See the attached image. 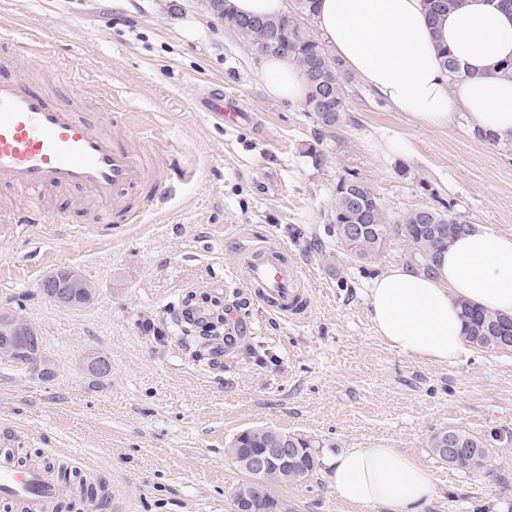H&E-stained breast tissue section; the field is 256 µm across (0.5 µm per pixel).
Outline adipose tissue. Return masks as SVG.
Returning a JSON list of instances; mask_svg holds the SVG:
<instances>
[{"label":"adipose tissue","instance_id":"1","mask_svg":"<svg viewBox=\"0 0 512 512\" xmlns=\"http://www.w3.org/2000/svg\"><path fill=\"white\" fill-rule=\"evenodd\" d=\"M319 31L347 69L423 127L447 126L461 108L472 129L512 143V81L494 74L512 60V13L490 0H461L430 25L422 0H319ZM444 44L463 77L450 82L437 54ZM267 94L307 93L299 66L265 57ZM512 315V236L474 225L443 252L433 273L390 268L370 289L371 320L398 352L436 362L467 352L463 302ZM337 498L383 512H421L434 491L429 471L394 448H348L329 462Z\"/></svg>","mask_w":512,"mask_h":512}]
</instances>
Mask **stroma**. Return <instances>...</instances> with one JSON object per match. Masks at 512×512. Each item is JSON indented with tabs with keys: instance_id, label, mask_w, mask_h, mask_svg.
<instances>
[{
	"instance_id": "obj_1",
	"label": "stroma",
	"mask_w": 512,
	"mask_h": 512,
	"mask_svg": "<svg viewBox=\"0 0 512 512\" xmlns=\"http://www.w3.org/2000/svg\"><path fill=\"white\" fill-rule=\"evenodd\" d=\"M1 29L43 42L37 56L0 45L1 75L53 83L60 104L77 96L87 112L111 103L119 126L142 133L182 179L131 224L93 223L72 190L53 200L66 225L0 223V311L25 317L42 345L36 366L0 356V450L22 464L67 457L95 474L92 512H233L245 475L227 447L268 427L310 436L321 461L275 487L288 512H367L337 499L325 463L379 445L431 472L424 512H512V351L473 345L447 364L391 349L371 321L369 288L412 266L410 250L394 240L363 264L333 229L336 185L352 174L390 216L445 206L512 235L511 145L476 138L461 119L416 125L346 69L340 119L315 135L302 103L266 95L261 56L203 0H0ZM217 89L248 122L217 127L195 108ZM384 134L412 153H374ZM258 243L297 264L307 318L273 315L235 280L241 250ZM62 268L93 285L86 305L44 294ZM189 307L237 313L223 344L186 340ZM95 358L110 363L107 375L90 372ZM452 426L486 439L482 467L433 454L430 435Z\"/></svg>"
}]
</instances>
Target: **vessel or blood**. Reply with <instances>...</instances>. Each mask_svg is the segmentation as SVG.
<instances>
[{
  "label": "vessel or blood",
  "instance_id": "vessel-or-blood-1",
  "mask_svg": "<svg viewBox=\"0 0 512 512\" xmlns=\"http://www.w3.org/2000/svg\"><path fill=\"white\" fill-rule=\"evenodd\" d=\"M202 107L219 125L243 117L238 105L218 92L204 98ZM1 188L42 194L78 189L116 224L131 223L145 204L173 192L169 165L142 134L114 135L108 111L84 115L16 76H0ZM54 221L41 205L0 217L6 224ZM299 279L283 248L253 245L241 254L240 284L272 313H306L309 299ZM68 492L54 473L22 468L10 454L0 455V496L9 498L16 512H53Z\"/></svg>",
  "mask_w": 512,
  "mask_h": 512
}]
</instances>
